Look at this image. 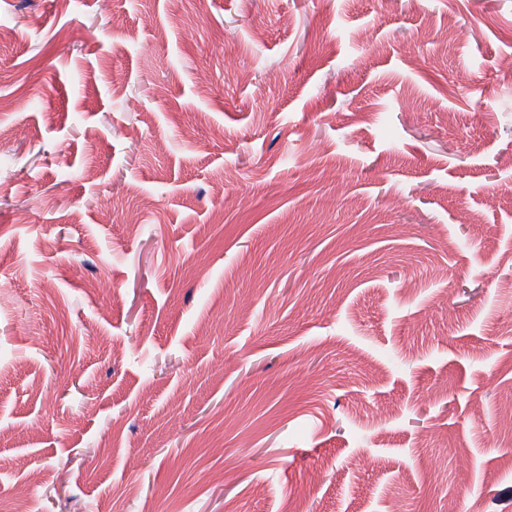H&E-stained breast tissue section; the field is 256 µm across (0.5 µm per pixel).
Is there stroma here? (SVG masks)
Instances as JSON below:
<instances>
[{
  "label": "stroma",
  "instance_id": "obj_1",
  "mask_svg": "<svg viewBox=\"0 0 512 512\" xmlns=\"http://www.w3.org/2000/svg\"><path fill=\"white\" fill-rule=\"evenodd\" d=\"M510 56L512 0H0V512H512Z\"/></svg>",
  "mask_w": 512,
  "mask_h": 512
}]
</instances>
